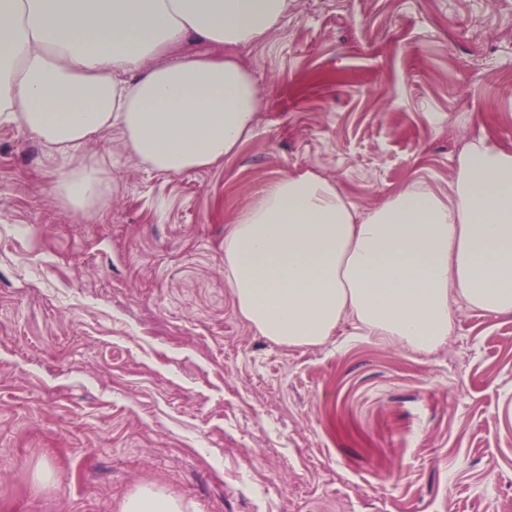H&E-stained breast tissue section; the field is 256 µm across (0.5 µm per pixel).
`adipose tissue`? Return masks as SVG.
Instances as JSON below:
<instances>
[{
  "label": "adipose tissue",
  "instance_id": "ef3b65f1",
  "mask_svg": "<svg viewBox=\"0 0 512 512\" xmlns=\"http://www.w3.org/2000/svg\"><path fill=\"white\" fill-rule=\"evenodd\" d=\"M297 0H0V124L69 154L56 185L74 208L111 192L88 147L119 129L152 169L185 173L251 133L260 89L236 49ZM239 315L288 347L348 325L402 349L447 347L455 314L512 315V150L460 149L447 189L413 180L361 207L308 169L278 177L224 227ZM146 482L120 512H184Z\"/></svg>",
  "mask_w": 512,
  "mask_h": 512
}]
</instances>
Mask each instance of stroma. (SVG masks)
I'll use <instances>...</instances> for the list:
<instances>
[{
	"label": "stroma",
	"instance_id": "35a3bbf8",
	"mask_svg": "<svg viewBox=\"0 0 512 512\" xmlns=\"http://www.w3.org/2000/svg\"><path fill=\"white\" fill-rule=\"evenodd\" d=\"M297 2L240 52L263 109L238 149L170 174L112 136L95 215L0 124V512H119L144 482L188 512H512V315L458 312L432 356L288 348L224 278L227 218L279 176L366 207L447 187L466 138L512 149V0Z\"/></svg>",
	"mask_w": 512,
	"mask_h": 512
}]
</instances>
